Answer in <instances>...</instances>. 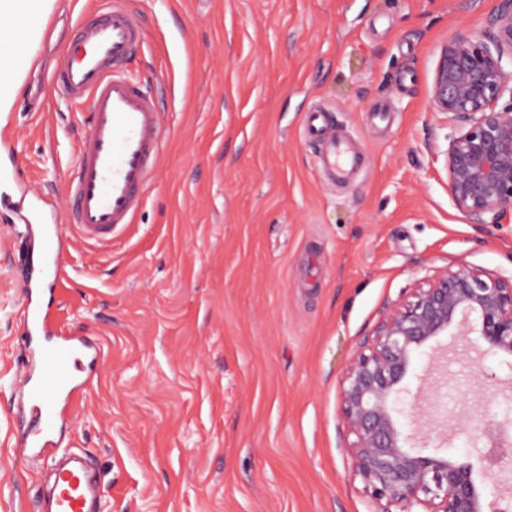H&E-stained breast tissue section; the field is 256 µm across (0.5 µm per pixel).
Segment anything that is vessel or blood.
<instances>
[{
    "label": "vessel or blood",
    "mask_w": 512,
    "mask_h": 512,
    "mask_svg": "<svg viewBox=\"0 0 512 512\" xmlns=\"http://www.w3.org/2000/svg\"><path fill=\"white\" fill-rule=\"evenodd\" d=\"M147 44V27L118 0H100L94 14L73 29L72 49L50 76L59 97L72 107L91 102L88 130L77 145L78 163L68 175L69 206L59 211L46 196L15 178L0 180V210L19 211L41 238L36 265L22 285L24 348L31 355L14 384L16 412L23 422L22 456L52 455L69 408L101 363V349L81 336L54 328L55 290L67 272L62 240L102 248L134 220L161 157L165 131L156 95L132 75L128 65ZM308 134L321 143L320 171L347 180L358 160L350 144L337 138L323 111L312 112ZM55 488L40 512H95V488L86 464L55 462Z\"/></svg>",
    "instance_id": "1"
}]
</instances>
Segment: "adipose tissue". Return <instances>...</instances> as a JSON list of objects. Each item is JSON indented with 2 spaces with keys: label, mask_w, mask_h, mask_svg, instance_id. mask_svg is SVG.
<instances>
[{
  "label": "adipose tissue",
  "mask_w": 512,
  "mask_h": 512,
  "mask_svg": "<svg viewBox=\"0 0 512 512\" xmlns=\"http://www.w3.org/2000/svg\"><path fill=\"white\" fill-rule=\"evenodd\" d=\"M54 0H0V42L11 40L18 34L15 25L25 22L27 30L24 41L27 51L23 58L0 53V113L12 112L20 80L15 79L14 73L18 66L30 65L41 40L40 20L49 14L53 8Z\"/></svg>",
  "instance_id": "adipose-tissue-1"
}]
</instances>
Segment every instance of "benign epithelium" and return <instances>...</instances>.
I'll return each instance as SVG.
<instances>
[{"label":"benign epithelium","instance_id":"7a95c632","mask_svg":"<svg viewBox=\"0 0 512 512\" xmlns=\"http://www.w3.org/2000/svg\"><path fill=\"white\" fill-rule=\"evenodd\" d=\"M512 0L499 6L484 29H461L440 49L430 104L454 122L441 152L448 196L471 224L512 223ZM455 335L512 355V275L464 263L438 267L386 305L359 342L341 375L340 403L350 439L343 451L374 512H512L502 503L497 473L512 462V421L491 413L470 425L484 441L485 480L453 455L408 446L400 394L414 361L432 342Z\"/></svg>","mask_w":512,"mask_h":512}]
</instances>
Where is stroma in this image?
I'll list each match as a JSON object with an SVG mask.
<instances>
[{
	"label": "stroma",
	"mask_w": 512,
	"mask_h": 512,
	"mask_svg": "<svg viewBox=\"0 0 512 512\" xmlns=\"http://www.w3.org/2000/svg\"><path fill=\"white\" fill-rule=\"evenodd\" d=\"M97 0H58L40 81ZM148 42L130 71L160 91L170 135L133 224L61 261L56 323L99 342L63 443L85 452L100 512H373L343 453L342 371L415 279L461 260L512 272V224L469 223L436 149L452 129L429 89L441 45L498 0H133ZM387 124L367 120L379 101ZM331 109L366 166L330 184L304 137ZM89 105L51 86L0 127L17 176L61 198ZM21 225L0 213V512H34L46 460L19 457L4 408L21 368ZM407 385L413 446L474 455L467 425L512 414V357L439 337ZM496 373L491 391L480 369Z\"/></svg>",
	"instance_id": "1"
}]
</instances>
